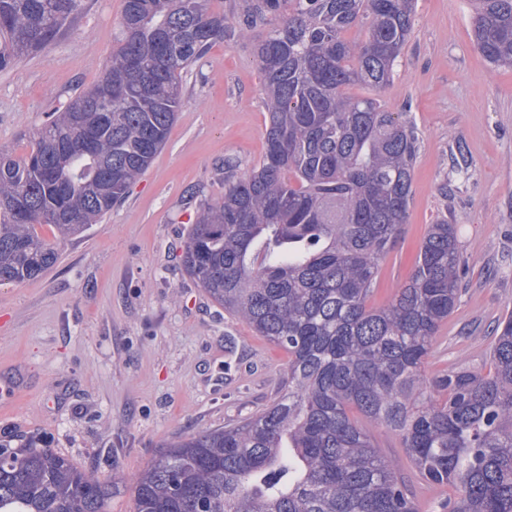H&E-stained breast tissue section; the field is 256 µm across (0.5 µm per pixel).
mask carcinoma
Masks as SVG:
<instances>
[{
    "label": "carcinoma",
    "mask_w": 512,
    "mask_h": 512,
    "mask_svg": "<svg viewBox=\"0 0 512 512\" xmlns=\"http://www.w3.org/2000/svg\"><path fill=\"white\" fill-rule=\"evenodd\" d=\"M82 0H0V71L52 42ZM211 0H123L102 79L48 113L30 153H0V284L58 261L64 238L103 222L164 147L181 72L224 40ZM472 37L512 68V0H471ZM415 0H242L268 112L265 151L224 198L200 203L186 272L288 354L279 396L181 439L133 481L134 512H417L410 481L351 412L399 439L417 477L447 485L448 512H512V311L488 372H424L465 287L455 225L429 226L407 281L368 305L407 223L413 127L374 97L394 76ZM360 24L363 39L346 32ZM112 481L34 440L0 451V512H107Z\"/></svg>",
    "instance_id": "carcinoma-1"
}]
</instances>
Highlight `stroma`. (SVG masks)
Wrapping results in <instances>:
<instances>
[{
	"label": "stroma",
	"mask_w": 512,
	"mask_h": 512,
	"mask_svg": "<svg viewBox=\"0 0 512 512\" xmlns=\"http://www.w3.org/2000/svg\"><path fill=\"white\" fill-rule=\"evenodd\" d=\"M122 0H82L55 41L0 71V150L29 152L46 114L95 84ZM251 41L213 44L183 71L165 146L103 223L57 241L43 276L0 285V440L43 447L113 483L107 512H133L131 480L177 437L216 429L279 394L287 353L211 300L181 244L201 200L224 194V163L249 171L267 111ZM379 98L419 138L409 217L369 304L409 277L430 224H455L468 285L425 364L488 369L512 308V68L476 49L469 0H417L412 34Z\"/></svg>",
	"instance_id": "1"
}]
</instances>
